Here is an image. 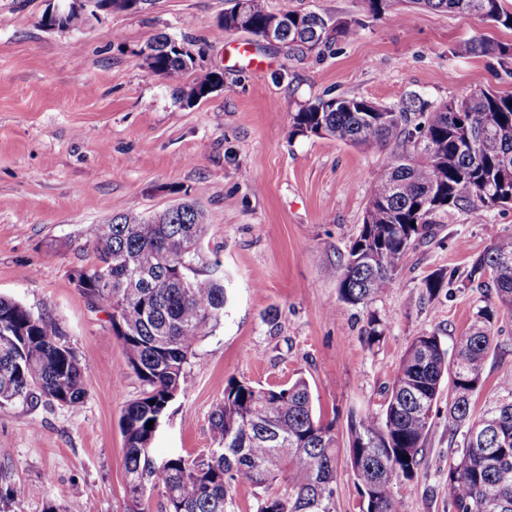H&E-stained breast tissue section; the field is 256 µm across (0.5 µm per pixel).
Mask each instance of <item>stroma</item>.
Returning <instances> with one entry per match:
<instances>
[{"label":"stroma","instance_id":"obj_1","mask_svg":"<svg viewBox=\"0 0 512 512\" xmlns=\"http://www.w3.org/2000/svg\"><path fill=\"white\" fill-rule=\"evenodd\" d=\"M55 0H0V296L48 314L85 360L78 411L16 403L0 409V479L16 487L13 512H130L119 420L144 390L112 332L71 279L95 259L91 230L106 216L148 214L201 191L208 231L202 271L223 278L224 320L185 366L186 382L155 437L156 460L208 452L210 414L229 379L262 385L303 375L316 411L346 443L350 415L380 409L411 339L453 346L491 298L466 274L504 228L512 206L442 215L415 244L395 282L369 309L341 304L337 269L363 218L379 169L374 150L292 132V116L319 97L396 105L408 94L438 105L481 87L512 94V74L467 42L512 45V29L423 8L368 13L364 0H266L275 13L315 11L355 35L301 53L247 33L213 32L230 0H147L73 29H47ZM167 35L223 82L188 103L146 70L142 49ZM450 274L437 298L426 277ZM385 324L366 345L367 311ZM274 322H266L267 312ZM484 404L512 377V317L496 326ZM440 394L421 464L397 483L405 512H449L450 439Z\"/></svg>","mask_w":512,"mask_h":512}]
</instances>
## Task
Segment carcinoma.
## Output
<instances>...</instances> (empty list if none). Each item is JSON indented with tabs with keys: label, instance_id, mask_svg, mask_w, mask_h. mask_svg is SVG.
<instances>
[{
	"label": "carcinoma",
	"instance_id": "1",
	"mask_svg": "<svg viewBox=\"0 0 512 512\" xmlns=\"http://www.w3.org/2000/svg\"><path fill=\"white\" fill-rule=\"evenodd\" d=\"M248 25L236 24V7L224 12L217 37L260 35L272 19L295 31L282 43L314 52L352 34L350 23L317 12L273 13L265 0H244ZM413 5L466 14L512 28L505 0H404ZM465 50L512 65V45L472 41ZM154 75L179 86L197 59L160 35L147 45ZM379 120L367 100L319 98L292 116L293 133L333 138L376 150L381 173L372 184L359 233L340 263L338 295L349 306L366 307L397 278L410 245L433 235L436 217L450 210L491 211L487 190L512 195V94L479 90L432 106L415 94L398 105L380 106ZM435 189L434 197L428 191ZM207 224L197 199L185 196L166 220L116 214L96 225L95 262L74 270L76 288L107 312L129 367L144 383L142 396L125 407L126 494L139 505L163 490L167 512H226L232 488L257 491L256 512H336L339 452L334 425L313 407L307 379L264 387L232 379L211 413L216 448L197 456L157 462L153 442L168 404L185 382V365L197 342L224 319L228 292L213 276L198 277ZM471 282L491 283L495 302L477 312L469 332L448 350L439 336H414L378 411L351 419L345 448L361 493L359 512H404L395 496L398 481L413 478L433 422L445 378L451 379L448 436L462 438V453L448 467L451 512H512V379L498 384L496 400L475 413L485 364L500 312L512 315V230L501 233L471 265ZM362 334L380 343L385 325L369 313ZM85 367L47 315L32 317L20 303L0 297V408L43 402L71 411L86 398ZM152 428H146L148 421ZM408 459H403V456ZM284 483L278 493L272 486Z\"/></svg>",
	"mask_w": 512,
	"mask_h": 512
}]
</instances>
